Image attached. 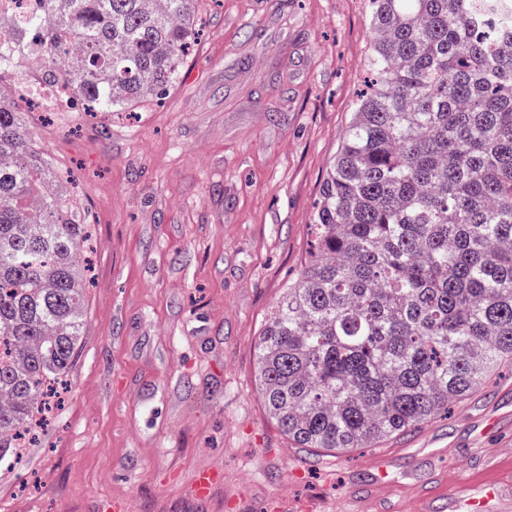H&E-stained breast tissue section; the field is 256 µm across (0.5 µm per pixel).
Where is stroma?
<instances>
[{"instance_id":"obj_1","label":"stroma","mask_w":512,"mask_h":512,"mask_svg":"<svg viewBox=\"0 0 512 512\" xmlns=\"http://www.w3.org/2000/svg\"><path fill=\"white\" fill-rule=\"evenodd\" d=\"M203 36L146 112L26 114L92 226L84 335L55 425L0 465V512H341L375 463L422 479L445 449L475 483L512 425V366L448 417L339 454L296 447L264 408L259 336L304 266L324 178L366 78L367 0H201ZM109 135H102V126ZM308 459L292 477L294 458ZM218 472L208 498L191 488Z\"/></svg>"}]
</instances>
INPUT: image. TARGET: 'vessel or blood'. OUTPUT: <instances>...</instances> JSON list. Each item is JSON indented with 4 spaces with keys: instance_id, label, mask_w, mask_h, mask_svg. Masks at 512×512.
<instances>
[{
    "instance_id": "b4317fda",
    "label": "vessel or blood",
    "mask_w": 512,
    "mask_h": 512,
    "mask_svg": "<svg viewBox=\"0 0 512 512\" xmlns=\"http://www.w3.org/2000/svg\"><path fill=\"white\" fill-rule=\"evenodd\" d=\"M456 462L433 469L423 479L391 478L386 461H379L373 481L350 487L345 512H433L440 500L465 502L470 512H485L490 501L512 506V468L500 470L494 484L473 487L469 474L456 470Z\"/></svg>"
}]
</instances>
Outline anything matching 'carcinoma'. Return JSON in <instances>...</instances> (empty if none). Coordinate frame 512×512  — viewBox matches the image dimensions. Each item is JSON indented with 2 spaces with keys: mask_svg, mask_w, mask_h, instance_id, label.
<instances>
[{
  "mask_svg": "<svg viewBox=\"0 0 512 512\" xmlns=\"http://www.w3.org/2000/svg\"><path fill=\"white\" fill-rule=\"evenodd\" d=\"M196 0H37L0 75L115 112L161 99ZM372 89L316 205L309 257L265 324L257 378L313 452L373 448L464 404L512 361V0H369ZM0 94V461L31 442L82 338L90 226Z\"/></svg>",
  "mask_w": 512,
  "mask_h": 512,
  "instance_id": "cac0c4a2",
  "label": "carcinoma"
}]
</instances>
